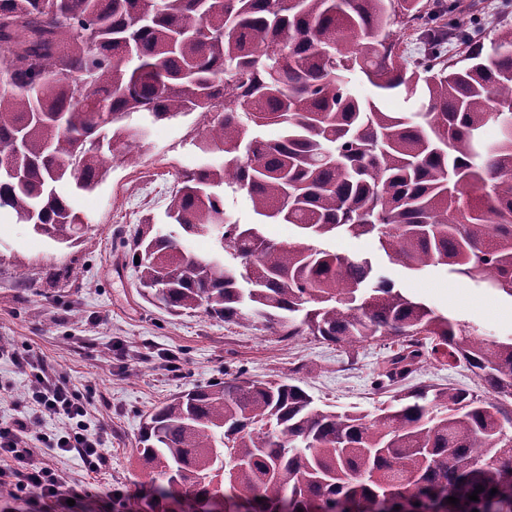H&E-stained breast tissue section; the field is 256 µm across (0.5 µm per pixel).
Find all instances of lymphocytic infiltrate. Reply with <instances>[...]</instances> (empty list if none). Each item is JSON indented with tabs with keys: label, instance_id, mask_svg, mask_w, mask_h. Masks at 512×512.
Listing matches in <instances>:
<instances>
[{
	"label": "lymphocytic infiltrate",
	"instance_id": "lymphocytic-infiltrate-1",
	"mask_svg": "<svg viewBox=\"0 0 512 512\" xmlns=\"http://www.w3.org/2000/svg\"><path fill=\"white\" fill-rule=\"evenodd\" d=\"M46 414L66 418L67 428L51 435L33 432L32 424ZM86 415L82 396L52 375L36 372L22 416L0 425V484L10 487L14 500L34 498L42 512H61L68 500L86 497V489L69 484L54 466L56 458L74 453L88 470L99 469L104 460L101 437Z\"/></svg>",
	"mask_w": 512,
	"mask_h": 512
}]
</instances>
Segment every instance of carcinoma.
<instances>
[{"instance_id":"obj_1","label":"carcinoma","mask_w":512,"mask_h":512,"mask_svg":"<svg viewBox=\"0 0 512 512\" xmlns=\"http://www.w3.org/2000/svg\"><path fill=\"white\" fill-rule=\"evenodd\" d=\"M201 28L216 37L198 40ZM484 32L457 0H0V69L13 78L0 88V157L12 160L0 166V210L16 223L73 244L82 218L70 195L96 189L106 156L129 152L126 120L196 112L197 147L224 164L183 171L166 215L185 236H214L233 262L137 225L128 240L149 299L232 322L260 316L284 340H389L398 349L378 389L440 353L490 391L424 385L371 419L239 375L175 394L140 433L150 508L203 512L220 493L224 512L241 498L252 512L285 500L288 512L315 501L323 512L380 501L390 512H512V337L484 338L326 246L370 236L395 264L442 266L512 299V25L488 50ZM455 44L470 47L458 61ZM356 73L420 111L357 97ZM490 123L500 137L489 145ZM268 125L283 136H260ZM226 187L246 192L261 222L228 221ZM263 222L293 224L301 241L274 243Z\"/></svg>"}]
</instances>
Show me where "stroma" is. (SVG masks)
I'll use <instances>...</instances> for the list:
<instances>
[{
    "label": "stroma",
    "instance_id": "obj_1",
    "mask_svg": "<svg viewBox=\"0 0 512 512\" xmlns=\"http://www.w3.org/2000/svg\"><path fill=\"white\" fill-rule=\"evenodd\" d=\"M198 122L194 113L157 123L133 114L129 153L112 161L108 179L94 192L72 198L84 220L74 246L0 214V423L19 414L32 378L28 355L88 398V420L100 429L106 460L89 472L78 455L58 459L68 481L90 493L73 512H150L135 496L145 417L173 394L224 375L295 383L317 405L370 417L405 391L374 385L393 353L382 343L345 348L310 336L288 341L258 317L233 323L201 310L173 315L142 297L125 244L128 230L148 215L161 232H171L165 210L178 173L224 161L223 154L197 148ZM329 247L370 260L396 288L459 323L480 326L487 338L512 336V302L446 269L410 271L391 263L369 237H339ZM412 382L484 390L462 366L433 359ZM109 487L122 490V497L100 498Z\"/></svg>",
    "mask_w": 512,
    "mask_h": 512
}]
</instances>
